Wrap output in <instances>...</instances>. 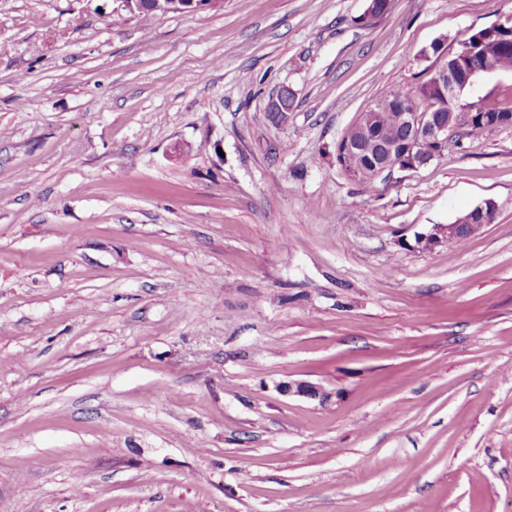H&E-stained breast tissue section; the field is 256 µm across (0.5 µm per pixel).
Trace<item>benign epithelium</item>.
Returning a JSON list of instances; mask_svg holds the SVG:
<instances>
[{"label": "benign epithelium", "instance_id": "7a95c632", "mask_svg": "<svg viewBox=\"0 0 512 512\" xmlns=\"http://www.w3.org/2000/svg\"><path fill=\"white\" fill-rule=\"evenodd\" d=\"M211 0H157L158 9L167 12L193 13L209 5ZM436 65L430 70L428 84L434 90L437 112H418L406 107L394 114L395 124L406 137L395 143H381L371 136L378 123V112L361 114L354 137L342 144L344 171L353 175L365 156L379 159L376 178L390 179L398 172L413 171L448 152V141L456 138L463 126L472 122L480 102H461V93L472 77L492 74L497 70L495 52L485 38L478 36L468 43L457 44L453 53L444 49L434 52ZM496 215L495 205L487 201L474 207L452 224H435L417 236L423 250H432L443 242L462 238L475 224H489Z\"/></svg>", "mask_w": 512, "mask_h": 512}]
</instances>
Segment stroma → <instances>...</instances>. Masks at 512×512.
<instances>
[{"mask_svg":"<svg viewBox=\"0 0 512 512\" xmlns=\"http://www.w3.org/2000/svg\"><path fill=\"white\" fill-rule=\"evenodd\" d=\"M368 6L0 0V512H512V125L336 162L512 0ZM140 1L141 0H114V2L118 4L116 11H124L131 16L137 14L138 12V15L135 16V18L141 22H148L157 18L158 16H161L154 11V1H142V8ZM496 215L492 201L474 207L468 214L458 218L453 224H435L426 233L417 236V244L423 250H432L443 242H453L462 238L475 224L492 223ZM468 238H462L456 243L462 244Z\"/></svg>","mask_w":512,"mask_h":512,"instance_id":"stroma-1","label":"stroma"}]
</instances>
